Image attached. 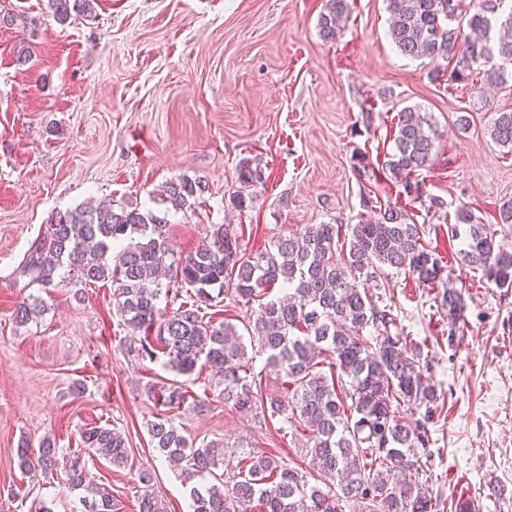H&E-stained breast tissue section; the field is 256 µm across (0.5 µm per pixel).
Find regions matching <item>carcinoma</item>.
<instances>
[{
    "mask_svg": "<svg viewBox=\"0 0 512 512\" xmlns=\"http://www.w3.org/2000/svg\"><path fill=\"white\" fill-rule=\"evenodd\" d=\"M464 0H386L389 34L399 52L411 59L443 60L448 84L471 85L476 93L508 81L512 64V4L478 0L461 31ZM52 18L64 24L72 15L88 17L94 0H48ZM346 0H330L321 15L323 37L334 40L345 28ZM498 145L512 147V112H499L490 126ZM437 129L414 107L397 114L392 152L383 166L410 177L432 161ZM201 181L176 177L164 186L163 210L131 205H80L58 211L19 265L27 285L45 290L63 269L88 285L111 282L119 324L129 333L127 353L177 376L190 378L210 369L211 383L224 405L257 420L276 419L280 430L302 431L305 461L292 467L270 457L241 452L236 473L216 479L224 465L223 441L199 445L182 433L172 416L147 422L158 457L181 467L189 492V512H343L356 500L362 512H443L445 501L419 487L426 475L429 424L439 396L421 348L404 336L388 305L372 301L358 281H378L388 272L408 271L426 284L439 283L448 315L457 314L458 292L442 278V266L424 243L425 225L408 222L403 210L362 206L374 218L358 224H310L281 237L268 249L248 253L240 235L211 224L205 243L187 255L172 248L167 213L194 206ZM457 223L469 225L461 261L480 268L500 288L512 287V252L461 209ZM171 273L173 289L162 291L158 273ZM278 289L286 292L272 295ZM169 297L160 306L161 296ZM254 302L243 328L217 319L220 298ZM47 311L33 293L14 306L13 320L26 325ZM245 333H240V330ZM265 355L255 371L248 351ZM279 391L267 393L268 381ZM171 409L186 402L177 380L144 385ZM425 406L422 419L409 423L401 408ZM80 447L116 468H133L128 440L109 425L79 432ZM63 449L47 437L31 451L18 449L27 473L57 469ZM68 488L82 489V512H118L112 494L93 482L74 459L65 465ZM139 512H167L161 499L146 491Z\"/></svg>",
    "mask_w": 512,
    "mask_h": 512,
    "instance_id": "1",
    "label": "carcinoma"
}]
</instances>
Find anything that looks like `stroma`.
<instances>
[{"mask_svg": "<svg viewBox=\"0 0 512 512\" xmlns=\"http://www.w3.org/2000/svg\"><path fill=\"white\" fill-rule=\"evenodd\" d=\"M347 4L344 30L327 40L326 0H95L91 16L64 26L47 0H0L2 12L42 20L0 26V512H81L79 491L61 492L60 476L22 474L17 450L49 436L75 451L82 428L106 423L126 434L134 470L84 464L120 512H138L147 489L168 512H188L178 471L156 458L146 429L165 406L143 386L168 373L127 354L111 283L58 282L41 319H12L24 285L17 266L54 213L103 200L152 209L179 176L206 186L193 210L168 213L182 254L213 224L243 225L241 242L255 253L310 224L358 223L370 217L367 190L425 225L462 319L451 321L442 288L411 273L365 286L434 358L444 408L430 427L423 487L469 500L473 512H512V288L461 262L468 227L455 221L470 210L512 251V224L500 219L512 202V150L489 136L495 113L512 111V87L485 98L448 86L428 61L396 49L386 0ZM22 41L31 59L20 66ZM406 106L427 112L439 133L416 198L381 168ZM245 167L261 169L262 182L241 183ZM435 198L443 209H430ZM186 388L193 400L176 416L187 437L300 464L278 422L241 416L207 379ZM141 468L151 485L139 482Z\"/></svg>", "mask_w": 512, "mask_h": 512, "instance_id": "obj_1", "label": "stroma"}]
</instances>
